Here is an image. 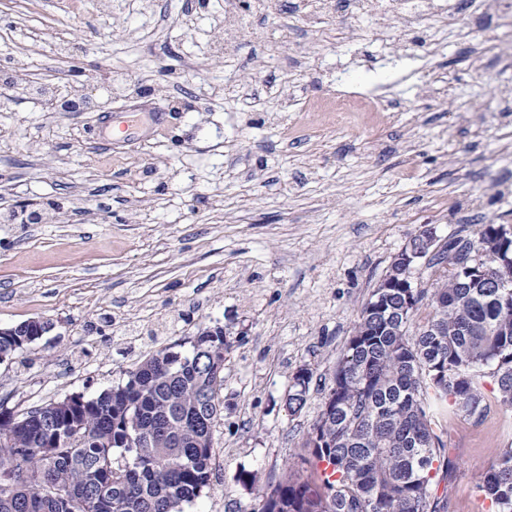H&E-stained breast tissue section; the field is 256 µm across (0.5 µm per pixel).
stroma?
Returning a JSON list of instances; mask_svg holds the SVG:
<instances>
[{
  "instance_id": "obj_1",
  "label": "stroma",
  "mask_w": 512,
  "mask_h": 512,
  "mask_svg": "<svg viewBox=\"0 0 512 512\" xmlns=\"http://www.w3.org/2000/svg\"><path fill=\"white\" fill-rule=\"evenodd\" d=\"M394 2L0 0V69L105 103L0 97V329L52 325L0 361L5 408L97 397L220 326L216 477L186 512H253L299 466L401 249L426 224L443 239L512 225V47L483 44L492 0H431L416 26ZM340 93L389 109L311 111ZM447 428L451 512H485L475 484L512 445V410ZM54 104L62 112H94L99 108V105L79 88L61 95ZM312 379L313 372L308 368L302 369L294 375L293 383L284 398L283 404L289 416H296L304 409L310 393Z\"/></svg>"
}]
</instances>
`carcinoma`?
<instances>
[{"label": "carcinoma", "instance_id": "carcinoma-1", "mask_svg": "<svg viewBox=\"0 0 512 512\" xmlns=\"http://www.w3.org/2000/svg\"><path fill=\"white\" fill-rule=\"evenodd\" d=\"M479 271L461 272V250ZM412 301L376 288L333 369L303 447L318 468L289 466L257 512H448L456 467L442 408L465 420L512 409V248L489 224L445 242ZM425 326H413L421 307ZM313 372L293 377L283 407L304 409ZM224 328L204 327L185 354L156 351L124 384L65 409L35 407L26 427L0 417V512H184L212 484L224 411ZM492 512H512V447L477 483Z\"/></svg>", "mask_w": 512, "mask_h": 512}]
</instances>
